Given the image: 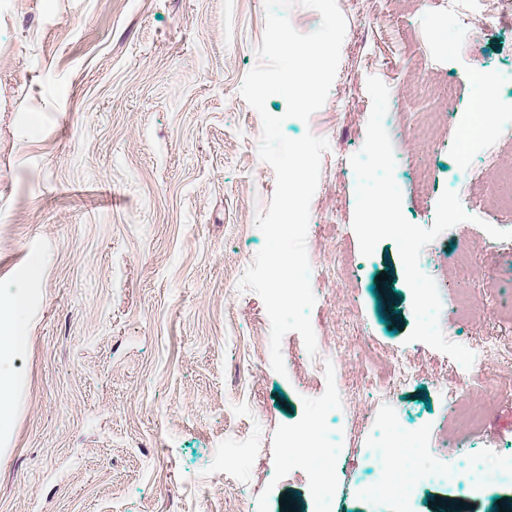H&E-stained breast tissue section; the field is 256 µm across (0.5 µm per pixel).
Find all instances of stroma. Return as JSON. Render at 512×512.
Returning <instances> with one entry per match:
<instances>
[{
  "label": "stroma",
  "mask_w": 512,
  "mask_h": 512,
  "mask_svg": "<svg viewBox=\"0 0 512 512\" xmlns=\"http://www.w3.org/2000/svg\"><path fill=\"white\" fill-rule=\"evenodd\" d=\"M337 5L347 31L324 106L306 122L287 117L282 96L266 107L287 137L330 144L307 235L318 353L287 333L281 375L265 306L238 288L275 189L257 153L260 116L240 94L264 0H0V317L26 318L0 406V512H308L312 477L287 467L284 435L317 416L338 450L336 512H394L372 468L352 463L389 410L405 429L433 428L423 467L457 473L423 485L415 512H499L512 500L510 482L474 494L464 467L512 457V240L484 229L512 230L497 204L512 184L496 171L512 164V138L469 153L455 122L478 94L476 66L512 100V25L484 27L451 56L433 27L467 17L448 0ZM371 76L394 103L385 127L405 217L431 226L447 189L471 216L420 258L445 336L473 352L471 367L408 342L396 243L360 253L350 158L365 141ZM464 153L477 168L466 183ZM463 239L478 247L465 277L453 258ZM394 354L417 378L383 402L365 382ZM486 374L499 379L497 409L470 428L459 409L485 392L458 383ZM336 384L354 401L323 412Z\"/></svg>",
  "instance_id": "stroma-1"
}]
</instances>
